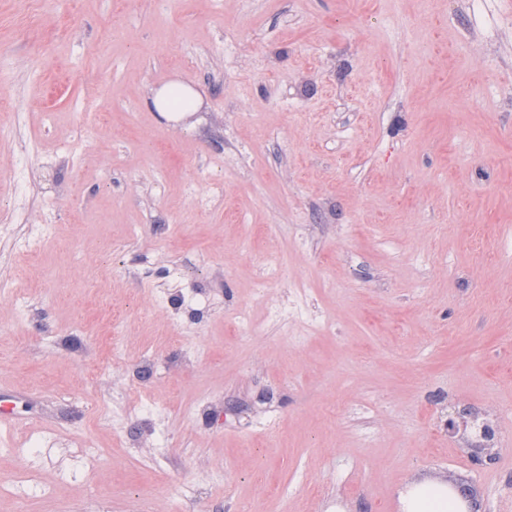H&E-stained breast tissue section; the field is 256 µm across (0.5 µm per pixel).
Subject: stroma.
I'll return each mask as SVG.
<instances>
[{"mask_svg":"<svg viewBox=\"0 0 512 512\" xmlns=\"http://www.w3.org/2000/svg\"><path fill=\"white\" fill-rule=\"evenodd\" d=\"M0 45V512L28 467L31 512H397L423 476L512 512V0H0ZM177 79L178 123L143 103ZM269 316L285 323H309L310 328L321 327L325 324L322 319L309 320L306 310L299 304L290 305L288 309L282 306H272L269 309Z\"/></svg>","mask_w":512,"mask_h":512,"instance_id":"35a3bbf8","label":"stroma"}]
</instances>
